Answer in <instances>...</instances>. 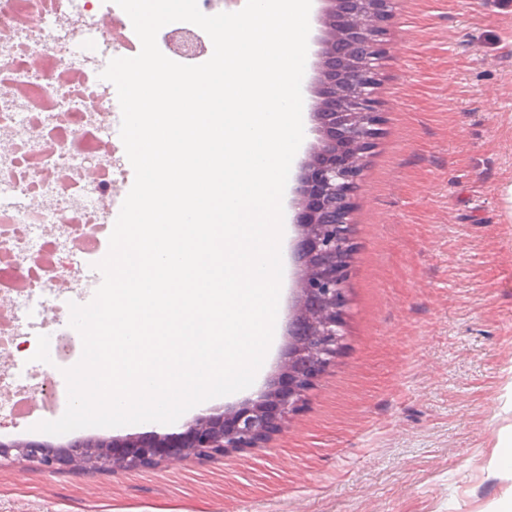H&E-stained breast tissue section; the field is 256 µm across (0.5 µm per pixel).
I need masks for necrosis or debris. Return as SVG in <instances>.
Listing matches in <instances>:
<instances>
[{
    "mask_svg": "<svg viewBox=\"0 0 512 512\" xmlns=\"http://www.w3.org/2000/svg\"><path fill=\"white\" fill-rule=\"evenodd\" d=\"M0 346L36 350L31 320L107 232L105 207L127 173L98 125L116 102L99 73L141 42L113 0H0ZM36 379L0 368V410L15 413Z\"/></svg>",
    "mask_w": 512,
    "mask_h": 512,
    "instance_id": "obj_1",
    "label": "necrosis or debris"
}]
</instances>
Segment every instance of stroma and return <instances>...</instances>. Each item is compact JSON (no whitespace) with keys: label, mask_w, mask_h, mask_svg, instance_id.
<instances>
[{"label":"stroma","mask_w":512,"mask_h":512,"mask_svg":"<svg viewBox=\"0 0 512 512\" xmlns=\"http://www.w3.org/2000/svg\"><path fill=\"white\" fill-rule=\"evenodd\" d=\"M380 133L352 198L345 337L302 409L257 447L135 471L0 459V512H496L512 469V0H397L384 24ZM176 423L0 441L182 432Z\"/></svg>","instance_id":"1"}]
</instances>
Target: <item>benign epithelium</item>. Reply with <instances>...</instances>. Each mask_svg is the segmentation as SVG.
Segmentation results:
<instances>
[{
  "mask_svg": "<svg viewBox=\"0 0 512 512\" xmlns=\"http://www.w3.org/2000/svg\"><path fill=\"white\" fill-rule=\"evenodd\" d=\"M319 51V137L300 164L292 188L295 254L304 258L297 282L294 320L299 329L281 376L256 397L218 415L198 418L179 433L145 440L79 438L65 448L35 440L0 441V457L39 460L44 466L134 470L160 459L159 448L209 458L227 448H253L297 411L313 380L330 364L344 337L347 273L352 250L351 194L378 134L375 88L382 23L395 0H324Z\"/></svg>",
  "mask_w": 512,
  "mask_h": 512,
  "instance_id": "benign-epithelium-1",
  "label": "benign epithelium"
}]
</instances>
